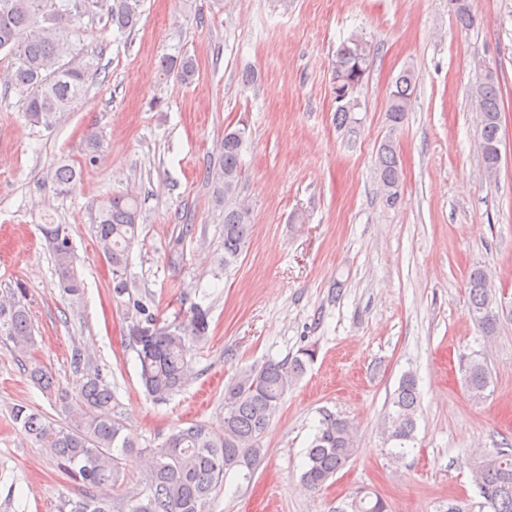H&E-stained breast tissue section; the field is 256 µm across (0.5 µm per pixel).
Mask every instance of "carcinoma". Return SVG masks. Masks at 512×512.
Segmentation results:
<instances>
[{
  "label": "carcinoma",
  "mask_w": 512,
  "mask_h": 512,
  "mask_svg": "<svg viewBox=\"0 0 512 512\" xmlns=\"http://www.w3.org/2000/svg\"><path fill=\"white\" fill-rule=\"evenodd\" d=\"M0 0V53L11 59L9 82L24 97L25 118L34 126L52 127L64 112L81 102L91 62L66 60L75 51L82 15L104 7L110 23L120 32L134 28L140 19L142 0ZM370 61V50L360 37H352L336 51L332 63L333 80L347 84L362 80ZM162 71L176 74L183 82L194 81L197 67L188 56L169 57ZM417 91V75L403 69L388 97L387 120L391 131L403 122ZM478 117L479 151L488 176L497 156L491 146L499 139L501 93L495 80L473 89ZM358 100L352 98L336 106L337 128L350 129ZM246 128L224 133L216 161L205 170L204 178L213 185L218 202L232 195L241 169L242 151L247 142ZM376 172L382 192L402 185V167L392 138L381 144ZM76 171L69 165L53 173L54 189L68 192L75 184ZM141 207L130 192L114 193L97 206L93 230L100 254L112 268L113 294L128 293L127 273L130 253L139 242ZM42 233L53 256L62 294L70 300L83 295L76 255L65 226L44 224ZM251 225L247 211L224 206V265L236 262L242 254ZM469 314L484 336L497 333L500 325V298L492 278L480 267L467 281ZM133 313L127 338L136 350L141 380L152 399L162 403L180 391L191 379L188 355L208 330L207 312L195 305L185 321L164 323L140 300L132 303ZM0 342L11 343L19 351L34 345L33 325L26 289L18 284L0 295ZM313 350L281 360L269 361L243 373L224 388V428L215 431L199 422L171 431L158 448H147L148 466L139 481V491L128 497L129 512H210L212 493L223 483L226 471L257 457L260 442L290 386L305 372ZM73 363L87 367V381L73 399L59 397L64 421L42 414L28 405L12 408L13 420L24 434L53 460L56 468L79 486L81 495L67 502L69 512H111L99 499L97 488L116 481L119 455L133 444L122 436L123 425L112 415V385L78 348ZM30 378L45 390L52 379L42 366H25ZM466 390L475 401L484 398L490 374L484 361L471 358L464 367ZM392 411L387 415L388 440L398 443L404 454L420 409L416 376L403 375L393 394ZM356 430L348 421L327 415L323 418L306 453L302 474L313 488L323 487L355 455ZM474 482L489 512H512V449H500L483 458L474 472ZM352 512H389L381 496L359 491L351 503Z\"/></svg>",
  "instance_id": "carcinoma-1"
}]
</instances>
